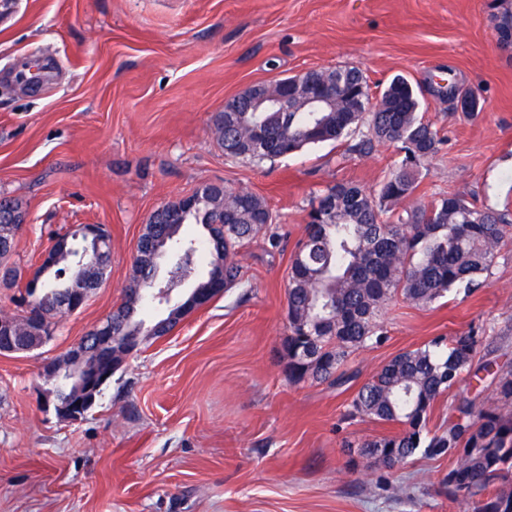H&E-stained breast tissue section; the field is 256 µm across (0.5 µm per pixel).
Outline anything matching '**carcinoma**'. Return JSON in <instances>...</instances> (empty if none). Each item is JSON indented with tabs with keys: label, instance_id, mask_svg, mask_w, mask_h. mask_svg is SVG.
Returning <instances> with one entry per match:
<instances>
[{
	"label": "carcinoma",
	"instance_id": "1",
	"mask_svg": "<svg viewBox=\"0 0 512 512\" xmlns=\"http://www.w3.org/2000/svg\"><path fill=\"white\" fill-rule=\"evenodd\" d=\"M357 106L355 112H247L242 125L224 128V113L213 119L212 132L224 155L262 162L324 142L351 138L347 152L372 154L384 143L400 145L404 157L397 169L368 191L353 182L323 190L318 202L336 197V211L320 224H307L293 252L286 286L288 380L339 383L345 367L359 350L386 338L382 321L394 299L428 306L453 289L471 294L484 286L496 248L506 238L508 214L478 210L462 196L450 195L425 206H394L417 190L422 164L443 144L440 130L420 115L421 101L403 76L394 77L381 92L382 109L367 111L366 77L356 67L336 68ZM368 133L353 138L362 122ZM261 124L275 133L270 142L247 147L244 138ZM224 206V226L213 228L210 263L222 260L224 281L238 283L241 249L262 237L277 249L282 237L272 230L273 213L266 202L247 190L212 187L184 224L206 226L217 205ZM183 224L163 225L167 231L170 275L146 289L171 294L182 281L197 278L199 249L182 236ZM14 248L0 251V276L12 282L19 270L9 265ZM61 291L51 278L34 288L26 284L20 302L36 314L51 336L57 314L50 312L52 294ZM482 338L470 331L442 338L394 356L358 389L350 416L398 424L393 435L347 444L360 448L373 464L393 468L423 447L431 456L459 452L444 485L452 499L464 498L472 512H512V373L496 374L497 403L479 406L459 399L448 429L429 434L427 424L436 401L457 387L470 372Z\"/></svg>",
	"mask_w": 512,
	"mask_h": 512
}]
</instances>
